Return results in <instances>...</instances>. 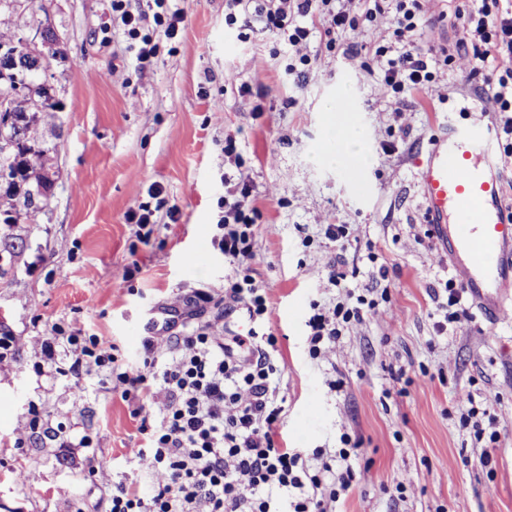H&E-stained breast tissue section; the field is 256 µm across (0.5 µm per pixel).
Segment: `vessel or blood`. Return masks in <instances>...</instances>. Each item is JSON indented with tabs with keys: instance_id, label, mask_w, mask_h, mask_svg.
Masks as SVG:
<instances>
[{
	"instance_id": "1",
	"label": "vessel or blood",
	"mask_w": 512,
	"mask_h": 512,
	"mask_svg": "<svg viewBox=\"0 0 512 512\" xmlns=\"http://www.w3.org/2000/svg\"><path fill=\"white\" fill-rule=\"evenodd\" d=\"M496 133L493 125L443 122L418 169L424 222L477 313L493 325L512 313V218L490 161Z\"/></svg>"
}]
</instances>
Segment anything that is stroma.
I'll return each mask as SVG.
<instances>
[{
    "mask_svg": "<svg viewBox=\"0 0 512 512\" xmlns=\"http://www.w3.org/2000/svg\"><path fill=\"white\" fill-rule=\"evenodd\" d=\"M463 2L423 0L427 24L406 41L454 47ZM224 3L178 0L181 32L160 39L143 67L112 0H45L60 39L51 73L62 109L45 131L57 147L47 207L30 223L0 224V331L14 338L0 355V512H107L121 483L151 493L155 477L126 457L144 442L131 404L104 373L58 374L42 342L55 326L76 327L138 365L133 336L149 311L198 288L216 303L206 320L224 317L227 335H247L243 310L219 308L232 270L213 243L225 195L244 187L260 213L251 270L266 292L264 328L285 365L281 440L331 449L346 433L360 444L355 467L365 475L336 512H512V319L445 323L455 274L417 186L439 123H474L488 110L484 98L457 93L469 62L399 105L364 57L326 50L322 27L287 49L252 15L243 42L224 24ZM302 55L309 63L295 82L285 67ZM330 100L346 109L368 159L363 190L341 164L317 158L330 146ZM154 184L161 198L150 196ZM143 202L157 209L147 237L126 221ZM330 224L347 225V236L328 239ZM196 248L199 263L183 267L180 256ZM135 263L141 271L129 275ZM336 269L346 275L337 286ZM347 289L376 301L374 313L311 359V303ZM423 369L434 380L408 384ZM463 392L472 404L459 402ZM471 409L473 426L461 420ZM35 416L54 439L33 430ZM478 426L499 434L488 465Z\"/></svg>",
    "mask_w": 512,
    "mask_h": 512,
    "instance_id": "obj_1",
    "label": "stroma"
}]
</instances>
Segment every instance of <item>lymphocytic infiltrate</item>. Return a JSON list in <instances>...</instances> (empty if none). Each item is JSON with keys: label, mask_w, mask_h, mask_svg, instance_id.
Instances as JSON below:
<instances>
[{"label": "lymphocytic infiltrate", "mask_w": 512, "mask_h": 512, "mask_svg": "<svg viewBox=\"0 0 512 512\" xmlns=\"http://www.w3.org/2000/svg\"><path fill=\"white\" fill-rule=\"evenodd\" d=\"M153 2L155 11L148 16L133 10L130 0H112V11L131 43L137 44L143 64L156 54L154 32L174 38L185 19L171 0ZM225 4V26H235L239 13L252 10L289 47L306 41L308 20L318 19L330 51L359 25L388 18L391 40L374 50L386 92L401 99L425 91L440 67L469 58L477 78L473 92H490L493 111L504 117L503 133L512 135V4L505 0L456 8L461 36L452 52L420 41L404 43V34L416 30L422 18V0H362L354 15L337 0ZM258 217L248 189H241L225 199L222 233L215 240L225 263L234 269L224 281V296L243 305L256 324L264 322L268 312L265 291L250 273ZM210 302V294L202 289L187 298L182 329L169 337L171 358L158 355L153 338L145 337L143 366L136 371L122 367L113 345L78 330L43 341L48 364H56L59 347L68 345L71 373L91 366L108 371L122 385L123 399L136 403L133 414L141 419L146 445L130 449L129 457L156 475L157 489L147 498L138 487L118 485L109 512H333L336 500L352 487L357 444L331 451L316 448L309 454L282 446L277 434L283 412L278 383L284 369L275 358L278 338L254 330L226 338L217 335L215 323L191 326V319ZM311 308L308 354L316 359L325 345L339 338V324L362 323L376 304L359 296L346 298L330 311L316 302ZM157 399L162 408L155 416L149 406Z\"/></svg>", "instance_id": "obj_1"}]
</instances>
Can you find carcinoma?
Instances as JSON below:
<instances>
[{"mask_svg":"<svg viewBox=\"0 0 512 512\" xmlns=\"http://www.w3.org/2000/svg\"><path fill=\"white\" fill-rule=\"evenodd\" d=\"M7 82L34 85V89L13 98L12 122L5 126L10 144L5 149L0 147V170L8 171V179L0 181V222L25 224L35 213L26 203V187L50 181L49 172L55 165L57 146L46 145L42 137L44 129L55 124L56 113L35 111L44 93L25 63H18L8 79L0 78V90Z\"/></svg>","mask_w":512,"mask_h":512,"instance_id":"1","label":"carcinoma"}]
</instances>
